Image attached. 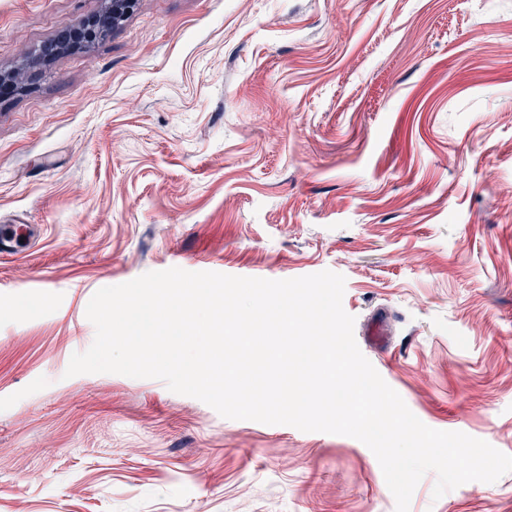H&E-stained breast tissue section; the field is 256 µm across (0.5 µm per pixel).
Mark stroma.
<instances>
[{
  "instance_id": "1",
  "label": "stroma",
  "mask_w": 512,
  "mask_h": 512,
  "mask_svg": "<svg viewBox=\"0 0 512 512\" xmlns=\"http://www.w3.org/2000/svg\"><path fill=\"white\" fill-rule=\"evenodd\" d=\"M0 0V512H395L361 441L66 377L99 289L177 267L345 278L426 426L512 455V0ZM382 315L381 346L363 336ZM409 512H512V472ZM112 2V19L106 16L99 19L89 29L90 43L106 40L111 32V27L119 15L130 9V5L134 4V0H113ZM32 228L29 224H11L2 227L0 231V254L12 255L17 253L21 239L31 237Z\"/></svg>"
}]
</instances>
